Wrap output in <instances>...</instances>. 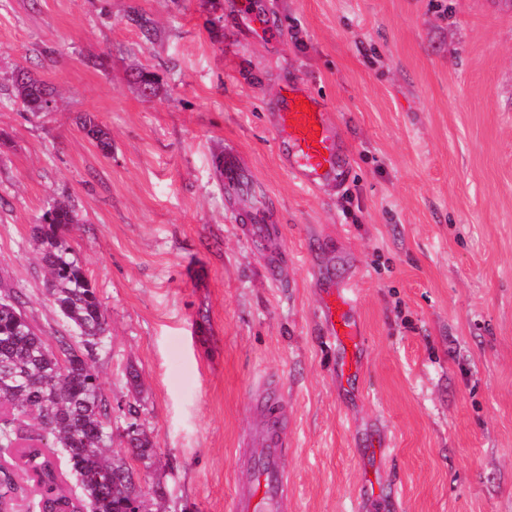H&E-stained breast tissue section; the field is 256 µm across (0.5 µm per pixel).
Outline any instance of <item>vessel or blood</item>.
<instances>
[{"instance_id":"obj_1","label":"vessel or blood","mask_w":512,"mask_h":512,"mask_svg":"<svg viewBox=\"0 0 512 512\" xmlns=\"http://www.w3.org/2000/svg\"><path fill=\"white\" fill-rule=\"evenodd\" d=\"M269 122L281 166L295 181L312 189L339 185L349 167V157L314 97L298 87H286L273 100ZM222 175L226 193L249 194L251 219L244 233L256 250H263L268 226L261 188L235 151H227ZM323 288L326 297L320 307V321L336 344L339 368L358 370L364 336L356 316L354 287L350 281L330 278ZM261 404L262 440L249 452L251 471L239 483L229 512H288L284 462L287 421L275 393H267Z\"/></svg>"}]
</instances>
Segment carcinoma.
<instances>
[{
  "label": "carcinoma",
  "instance_id": "1",
  "mask_svg": "<svg viewBox=\"0 0 512 512\" xmlns=\"http://www.w3.org/2000/svg\"><path fill=\"white\" fill-rule=\"evenodd\" d=\"M11 94L34 115L49 110L47 85L19 70ZM82 129L103 150L112 140L95 118H80ZM79 222L75 206L55 201L33 229L40 260L50 279L47 293L59 315L74 332L73 340H59L57 353L48 354L47 339L22 310L21 292L0 298V448H16L20 470L30 475L34 489L20 482L14 466L0 465V505L35 494L40 512H127L134 491V469L127 456L112 449V404L85 356L109 338V323L85 271L72 257L65 236ZM131 453L147 459L151 441L135 430ZM63 455L67 471L79 483L81 495L65 489L64 472L53 460V449ZM108 475L127 486L115 490L99 481Z\"/></svg>",
  "mask_w": 512,
  "mask_h": 512
}]
</instances>
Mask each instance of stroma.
Listing matches in <instances>:
<instances>
[{"label":"stroma","mask_w":512,"mask_h":512,"mask_svg":"<svg viewBox=\"0 0 512 512\" xmlns=\"http://www.w3.org/2000/svg\"><path fill=\"white\" fill-rule=\"evenodd\" d=\"M18 67L53 111L13 105ZM292 82L352 158L338 189L279 164ZM229 148L269 194L279 280L224 194ZM57 199L110 322L90 362L139 409L154 448L131 465L163 512H229L271 384L288 512H512V0H0V287L51 340L32 227ZM328 275L358 291L354 380L318 320Z\"/></svg>","instance_id":"stroma-1"}]
</instances>
